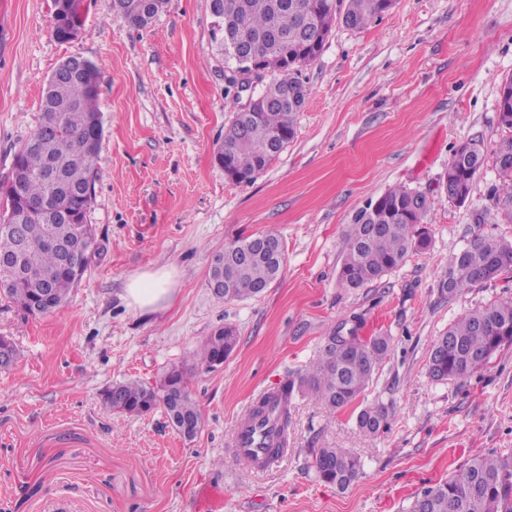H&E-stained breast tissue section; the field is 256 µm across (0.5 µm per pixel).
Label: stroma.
<instances>
[{
	"mask_svg": "<svg viewBox=\"0 0 512 512\" xmlns=\"http://www.w3.org/2000/svg\"><path fill=\"white\" fill-rule=\"evenodd\" d=\"M209 3L168 0L136 27L112 0H84L78 37L61 42L52 0H0V181L68 57L99 68L104 125L87 213L98 248L80 285L36 317L0 296V336L18 350L0 369V512H197L205 487L222 493L216 512H408L423 488L475 456L512 451V346L463 379L428 372L448 326L512 300V273L452 298L438 288L449 257L474 237L512 242V221L489 197L500 182L494 159L468 201L428 213L427 251L363 287L338 284L349 229L370 200L397 185L435 188L455 146L478 139L490 152L505 136L498 99L512 76V0H395L366 28L335 25L302 70L294 138L242 183L216 161L233 114ZM271 228L285 250L279 278L258 297L213 296L212 255ZM162 267L174 272L173 299L141 315L121 298L125 282ZM354 323L392 338L364 395L392 403L387 430L366 436L351 411L299 395L288 406L287 459L252 472L226 446L241 410ZM224 325L237 331L234 352L195 371L192 351ZM174 365L192 371L203 415L193 440L162 409L126 416L103 403L112 383H152ZM321 447L360 457L347 489L318 480L311 451Z\"/></svg>",
	"mask_w": 512,
	"mask_h": 512,
	"instance_id": "35a3bbf8",
	"label": "stroma"
}]
</instances>
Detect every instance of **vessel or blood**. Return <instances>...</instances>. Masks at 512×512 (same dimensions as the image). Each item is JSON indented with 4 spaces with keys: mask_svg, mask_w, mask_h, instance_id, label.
<instances>
[{
    "mask_svg": "<svg viewBox=\"0 0 512 512\" xmlns=\"http://www.w3.org/2000/svg\"><path fill=\"white\" fill-rule=\"evenodd\" d=\"M268 396L262 412L249 406L240 413L228 439L235 456L257 473L270 471L288 455V441L278 427L282 409L279 389L269 390Z\"/></svg>",
    "mask_w": 512,
    "mask_h": 512,
    "instance_id": "b4317fda",
    "label": "vessel or blood"
}]
</instances>
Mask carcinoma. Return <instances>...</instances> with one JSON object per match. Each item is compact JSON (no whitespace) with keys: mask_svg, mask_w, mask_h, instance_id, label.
<instances>
[{"mask_svg":"<svg viewBox=\"0 0 512 512\" xmlns=\"http://www.w3.org/2000/svg\"><path fill=\"white\" fill-rule=\"evenodd\" d=\"M65 0L62 13H54L53 34L62 39L66 27L80 24L78 5ZM224 15V55L240 62L236 38H252L249 52L266 70L256 112L226 105L235 117L224 134L217 155L226 168L250 182L262 174L295 135V121L307 90L301 68L320 54L325 38L338 23L362 29L391 8V0H220ZM113 9L127 22L143 27L162 9L160 0H112ZM51 106L55 123L41 120L29 143L15 154L7 183L0 184V257L12 260L0 270V295L31 315H45L60 307L81 280L84 271L68 254L96 245L92 225L86 223L91 202L88 184L96 183L98 150L103 133L94 120L101 115L98 93L81 78L56 68L42 97L41 107ZM498 122L510 135L494 151L502 187L491 189V198L503 201L512 214V77L500 87ZM467 155L453 149L440 193L463 204L469 198L476 173L486 163L481 141L468 140ZM52 166L55 182L43 173ZM505 196H500V191ZM439 199L431 192L398 187L380 195L356 217L348 234L347 249L338 273L344 288H360L381 279L402 265L409 255L428 250L431 236L424 220ZM284 262L279 234L269 230L224 247V262L209 265L207 283L224 285L226 301L256 297L278 278ZM512 269V243L477 236L448 260V271L439 282L440 294L459 292L495 279ZM356 325L345 334L328 337L317 361L304 373L285 382L288 399L309 394L325 408L342 411L354 406L389 355L392 337L362 336ZM237 332L226 325L216 329L192 353L199 369L213 371L235 350ZM512 345V301L477 308L458 319L437 338L429 357V373L439 381L471 375L504 346ZM104 402L113 412L144 415L161 406L169 425L187 440L199 433L203 418L190 377L181 366L169 369L156 384L135 380L112 384ZM392 406L377 398L356 413L360 431L375 436L388 424ZM317 478L340 490L357 477L360 459L343 448L312 449ZM426 512H512V453L472 459L448 479L423 490Z\"/></svg>","mask_w":512,"mask_h":512,"instance_id":"cac0c4a2","label":"carcinoma"}]
</instances>
